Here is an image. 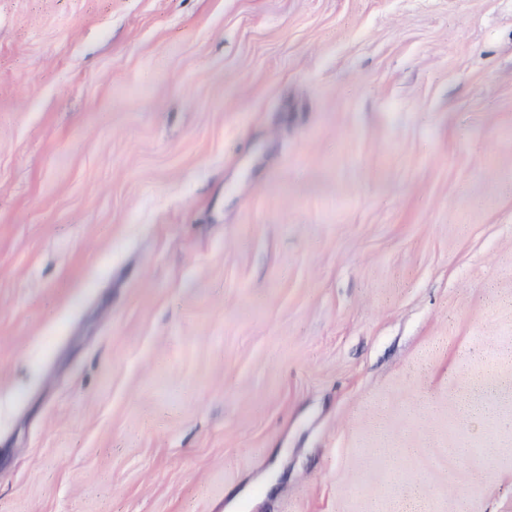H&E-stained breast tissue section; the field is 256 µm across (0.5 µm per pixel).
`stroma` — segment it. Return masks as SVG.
Returning a JSON list of instances; mask_svg holds the SVG:
<instances>
[{
    "mask_svg": "<svg viewBox=\"0 0 512 512\" xmlns=\"http://www.w3.org/2000/svg\"><path fill=\"white\" fill-rule=\"evenodd\" d=\"M0 512H512V0H0Z\"/></svg>",
    "mask_w": 512,
    "mask_h": 512,
    "instance_id": "obj_1",
    "label": "stroma"
}]
</instances>
